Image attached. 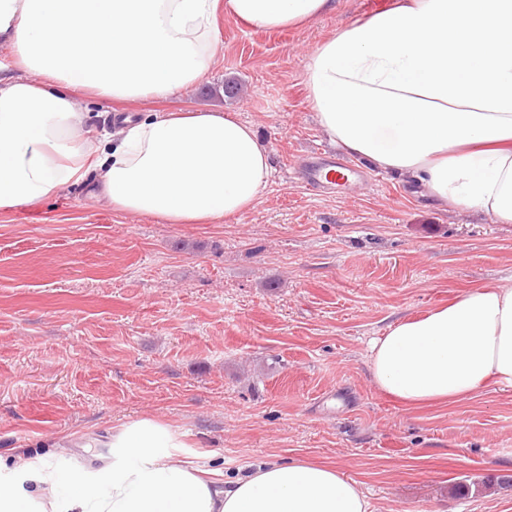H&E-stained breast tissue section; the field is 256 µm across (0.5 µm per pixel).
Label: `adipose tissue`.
<instances>
[{"label": "adipose tissue", "instance_id": "adipose-tissue-1", "mask_svg": "<svg viewBox=\"0 0 512 512\" xmlns=\"http://www.w3.org/2000/svg\"><path fill=\"white\" fill-rule=\"evenodd\" d=\"M334 0H0V212L83 186L113 210L209 224L251 209L271 174L232 112H153L93 132L67 94L161 99L197 84L216 12L265 29ZM308 95L333 143L406 176L438 202L512 224V0H397L323 40ZM376 388L404 409L512 388V285L478 286L371 344ZM100 466L19 455L0 512H372L359 483L308 461L243 467L234 480L181 454L142 418L113 429Z\"/></svg>", "mask_w": 512, "mask_h": 512}]
</instances>
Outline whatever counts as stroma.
Listing matches in <instances>:
<instances>
[{"mask_svg":"<svg viewBox=\"0 0 512 512\" xmlns=\"http://www.w3.org/2000/svg\"><path fill=\"white\" fill-rule=\"evenodd\" d=\"M379 2L279 31L219 15L207 76L164 100L70 89L95 127L236 112L273 171L252 209L212 224L117 213L78 188L0 213L1 461L151 418L228 478L306 459L361 483L375 512H512V389L408 411L377 391L368 350L401 319L512 284V224L372 168L343 195L291 177L332 148L307 54Z\"/></svg>","mask_w":512,"mask_h":512,"instance_id":"obj_1","label":"stroma"}]
</instances>
